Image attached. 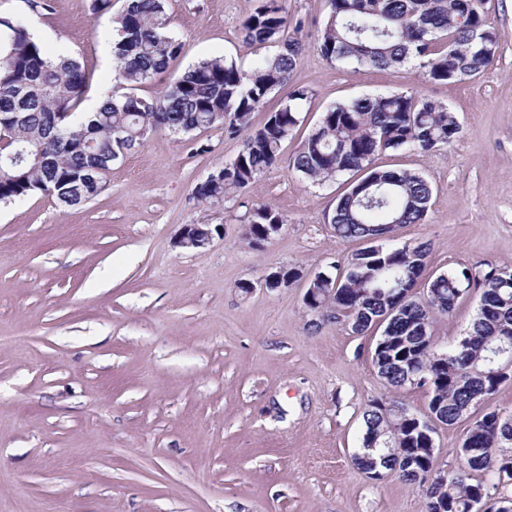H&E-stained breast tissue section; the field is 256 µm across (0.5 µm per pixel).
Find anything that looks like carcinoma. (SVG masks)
Here are the masks:
<instances>
[{
	"label": "carcinoma",
	"mask_w": 512,
	"mask_h": 512,
	"mask_svg": "<svg viewBox=\"0 0 512 512\" xmlns=\"http://www.w3.org/2000/svg\"><path fill=\"white\" fill-rule=\"evenodd\" d=\"M288 0H260L240 23L247 48L275 43L278 51L248 71L233 59L212 58L188 69L164 94L136 93L170 67L183 44L169 31L163 0H125L115 18V81L126 89L109 96L94 112L71 123L67 113L82 102L90 73L77 60L52 55L29 30L0 15V202L51 192L55 201L78 207L99 190L92 168L112 169L120 151L112 131L120 130L126 148L158 130L185 133L224 126L242 141L238 155L224 164L220 183L200 184L202 200H219L246 189L276 166L282 144L302 123L311 95L295 88L279 109L253 126L252 116L276 88L285 85L302 55L304 22L289 15ZM463 0H330L317 50L354 73L411 63L427 81L460 82L485 71L499 49L497 31L485 14L464 16ZM461 132L453 112L440 102L411 92L356 98L326 108L316 127L290 159L301 178L323 185L358 174L336 201L330 218L334 236L363 240L345 267L320 271L308 285L304 306L310 327L348 324L361 335L385 325L372 363L397 392L427 390V414L401 402L375 397L362 413L361 442L370 455L353 456L362 472L379 469L421 488L424 512H496L485 484L475 474L490 471L498 484L512 485V414L493 410L469 422L456 448L457 467L436 470L434 428L430 419L452 426L469 418L484 396L512 378V272L496 267L463 266L440 273L419 296L416 285L428 265V243L382 248L377 238L406 224L421 223L429 210L432 186L422 175L374 165L388 149L433 151L450 146ZM244 240L261 250L285 225L283 214L261 204L247 216ZM481 291V306L464 336L466 343L440 346L432 331L438 315H448L471 291Z\"/></svg>",
	"instance_id": "cac0c4a2"
}]
</instances>
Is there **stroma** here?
Segmentation results:
<instances>
[{
  "label": "stroma",
  "mask_w": 512,
  "mask_h": 512,
  "mask_svg": "<svg viewBox=\"0 0 512 512\" xmlns=\"http://www.w3.org/2000/svg\"><path fill=\"white\" fill-rule=\"evenodd\" d=\"M0 0L46 48L91 74L80 112L115 89L112 14L91 0ZM257 0H165L184 48L141 88L162 94L202 60L242 67L274 45L242 47L241 20ZM305 21L306 49L290 83L312 95L281 160L251 188L216 201L195 188L236 157L223 127L151 133L112 163L98 195L67 207L41 195L0 202V512H424L423 495L396 474L366 477L352 462L370 399L394 395L427 411L425 390L391 392L372 351L381 329L311 330L304 277L345 264L361 242L329 226L344 180L319 186L289 159L331 105L416 91L454 112L461 133L430 152L388 150L377 165L422 174L433 187L426 219L399 242H430L427 276L466 265L512 270V0H484L500 38L479 77L425 81L409 64L350 72L316 48L328 0H288ZM270 204L287 219L263 250L241 226ZM213 224L211 245L184 250L183 225ZM302 278L266 290L272 269ZM255 282L242 293L239 282ZM471 291L436 317L446 347L479 307Z\"/></svg>",
  "instance_id": "1"
}]
</instances>
